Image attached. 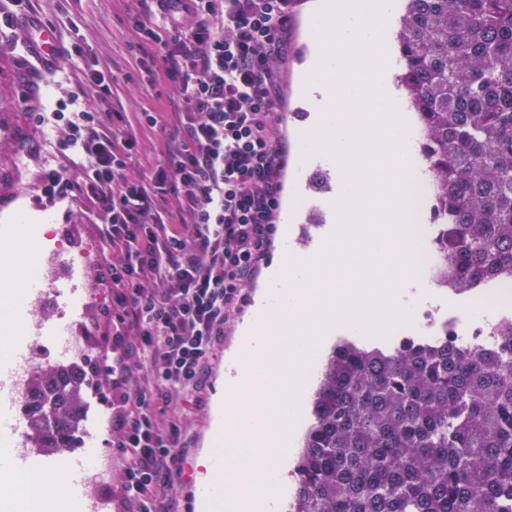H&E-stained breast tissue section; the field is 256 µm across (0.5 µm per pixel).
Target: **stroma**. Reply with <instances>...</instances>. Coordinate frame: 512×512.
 <instances>
[{
    "label": "stroma",
    "mask_w": 512,
    "mask_h": 512,
    "mask_svg": "<svg viewBox=\"0 0 512 512\" xmlns=\"http://www.w3.org/2000/svg\"><path fill=\"white\" fill-rule=\"evenodd\" d=\"M316 3L317 0H299L290 22L291 46L296 53L288 58L282 84L283 109L288 113L310 110L304 92V73L313 53L311 16ZM30 7L43 25L56 32L58 47L70 51L68 57L61 59L59 70L42 87L47 111H55L66 91L76 89L88 67L98 66L108 87L102 95L106 99L105 109L124 113L128 128L135 131L139 140L133 174H146L164 165L160 132L140 130L137 116L145 110L172 112L174 93L164 80H150L143 67L144 54H159L161 48L140 43L133 27L137 0H30ZM30 62L25 49L14 46L9 37H0V266L9 248L5 235L19 214L27 216L38 249L54 246L53 239L44 232L48 224L70 226L76 241L87 242L95 249L93 263L79 274L78 280L85 293L92 296L82 320L92 336L90 360L96 365L111 343L108 328L112 320V285L104 277L109 252L100 235L98 213L85 196L47 207L36 203V194L31 189L34 171L41 164L58 166L62 158L51 127H36L17 107L19 98L30 90L27 76ZM301 131V126L295 123L286 126L289 164L284 189L297 193V205L290 220L295 230L314 228L321 217L336 214L335 190H312L295 182L298 173L308 169L299 142ZM34 146L41 149V160L37 163L22 154L23 148ZM412 292L415 306L435 305L444 316L464 315L474 302L487 298L486 289H479L471 298L457 296L431 287L424 277L413 285ZM239 327L236 321L227 327L203 375L202 402L184 422V483L175 487L171 495L173 512H195L197 457L211 427L214 400L224 391V357L233 347Z\"/></svg>",
    "instance_id": "stroma-1"
}]
</instances>
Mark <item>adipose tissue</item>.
I'll list each match as a JSON object with an SVG mask.
<instances>
[{
	"label": "adipose tissue",
	"mask_w": 512,
	"mask_h": 512,
	"mask_svg": "<svg viewBox=\"0 0 512 512\" xmlns=\"http://www.w3.org/2000/svg\"><path fill=\"white\" fill-rule=\"evenodd\" d=\"M13 237L16 245L12 250V263L16 279L12 284V297L23 301L31 295L27 272L32 264V243L22 223L15 225ZM0 495L23 499L30 512H75L77 508L68 494L63 472L59 469L2 484Z\"/></svg>",
	"instance_id": "ef3b65f1"
}]
</instances>
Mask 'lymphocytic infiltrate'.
I'll use <instances>...</instances> for the list:
<instances>
[{
  "mask_svg": "<svg viewBox=\"0 0 512 512\" xmlns=\"http://www.w3.org/2000/svg\"><path fill=\"white\" fill-rule=\"evenodd\" d=\"M291 9L292 0H150L135 15L139 35L162 46L156 73L182 103L166 164L147 177L130 172L136 138L87 97L101 70L87 69L50 116L37 86L57 65L28 71L19 108L74 153L41 170L36 189L52 204L86 196L111 256L106 371L128 512H168L182 419L272 245L288 167L276 114Z\"/></svg>",
  "mask_w": 512,
  "mask_h": 512,
  "instance_id": "obj_1",
  "label": "lymphocytic infiltrate"
}]
</instances>
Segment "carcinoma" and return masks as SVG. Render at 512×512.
Instances as JSON below:
<instances>
[{
    "label": "carcinoma",
    "mask_w": 512,
    "mask_h": 512,
    "mask_svg": "<svg viewBox=\"0 0 512 512\" xmlns=\"http://www.w3.org/2000/svg\"><path fill=\"white\" fill-rule=\"evenodd\" d=\"M396 76L433 188L431 282L512 281V0H405ZM82 369L40 367L45 454L77 448ZM286 512H512V320L493 346L340 338L324 355Z\"/></svg>",
    "instance_id": "obj_1"
}]
</instances>
